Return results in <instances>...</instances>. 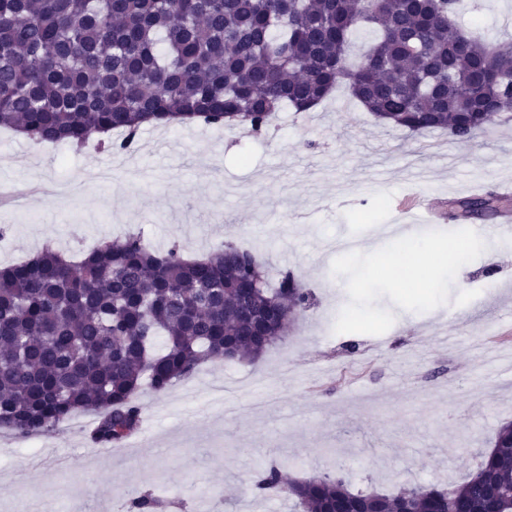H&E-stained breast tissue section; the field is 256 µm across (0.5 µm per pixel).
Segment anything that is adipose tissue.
Segmentation results:
<instances>
[{
  "mask_svg": "<svg viewBox=\"0 0 512 512\" xmlns=\"http://www.w3.org/2000/svg\"><path fill=\"white\" fill-rule=\"evenodd\" d=\"M425 250L432 251L434 258L424 264L420 262L419 256ZM461 262V249L456 242L436 244L426 239L408 237L403 242L402 250L394 252L391 267L399 278L416 284L436 286L440 283V268L453 271Z\"/></svg>",
  "mask_w": 512,
  "mask_h": 512,
  "instance_id": "1",
  "label": "adipose tissue"
}]
</instances>
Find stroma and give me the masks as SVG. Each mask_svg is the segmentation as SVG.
Segmentation results:
<instances>
[{"instance_id": "obj_1", "label": "stroma", "mask_w": 512, "mask_h": 512, "mask_svg": "<svg viewBox=\"0 0 512 512\" xmlns=\"http://www.w3.org/2000/svg\"><path fill=\"white\" fill-rule=\"evenodd\" d=\"M488 40L512 38V0H464L456 15ZM512 180V121L467 143L380 124L345 87L309 112H282L260 137L196 122L145 128L132 155L88 142L38 144L0 128V185L42 183L47 195L0 201V264L37 243L68 254L141 234L198 258L230 241L256 248L270 279L290 269L313 306L288 339L251 362L212 359L166 392L142 388L143 422L121 457L91 444L92 415L0 452V512H124L154 490L196 512H301L283 497L244 493L269 462L303 480L325 468L390 491L448 484L475 471L512 420V242L487 240L448 281L396 280L376 229L404 223L395 207L419 187L447 225L454 200ZM454 318V340L432 327ZM360 345L357 358L345 351Z\"/></svg>"}]
</instances>
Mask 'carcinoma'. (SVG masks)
<instances>
[{
  "label": "carcinoma",
  "mask_w": 512,
  "mask_h": 512,
  "mask_svg": "<svg viewBox=\"0 0 512 512\" xmlns=\"http://www.w3.org/2000/svg\"><path fill=\"white\" fill-rule=\"evenodd\" d=\"M462 0H0V127L37 143L94 135L121 154L143 124L201 120L262 134L275 113L308 112L344 84L386 126L466 140L512 120V42L464 34ZM375 39L359 65L350 36ZM499 209L487 194L458 202ZM311 294L293 271L267 282L250 249L200 259L139 235L104 240L72 261L46 247L0 266V430L45 434L79 413L91 442H124L142 422V384L167 391L209 358L253 360L283 342ZM256 498L303 512H512V422L460 483L354 488L322 472L288 479L270 463ZM136 492L127 512H158Z\"/></svg>",
  "instance_id": "carcinoma-1"
}]
</instances>
